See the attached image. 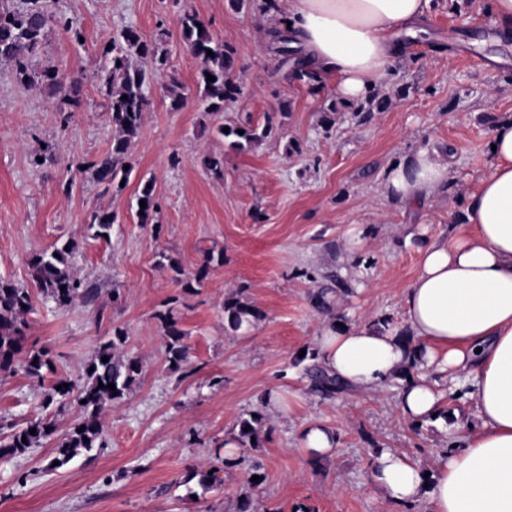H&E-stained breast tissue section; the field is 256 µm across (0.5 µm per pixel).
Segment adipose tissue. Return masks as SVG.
I'll return each mask as SVG.
<instances>
[{
  "mask_svg": "<svg viewBox=\"0 0 512 512\" xmlns=\"http://www.w3.org/2000/svg\"><path fill=\"white\" fill-rule=\"evenodd\" d=\"M431 0H287L282 31L314 69L335 76L345 104L368 99L390 74L401 34L419 31ZM489 171L451 238L407 236L419 256L402 319L324 320L321 365L349 388L399 380V406L416 423L440 414L431 371L456 374L476 403L474 425L449 435L432 476L404 454L373 455L367 484L390 500L429 499L431 512H512V118L495 128ZM452 184L448 160L422 149L392 163L381 195L417 206Z\"/></svg>",
  "mask_w": 512,
  "mask_h": 512,
  "instance_id": "ef3b65f1",
  "label": "adipose tissue"
}]
</instances>
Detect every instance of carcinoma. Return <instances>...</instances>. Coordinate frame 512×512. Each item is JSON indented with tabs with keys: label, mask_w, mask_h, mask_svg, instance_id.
<instances>
[{
	"label": "carcinoma",
	"mask_w": 512,
	"mask_h": 512,
	"mask_svg": "<svg viewBox=\"0 0 512 512\" xmlns=\"http://www.w3.org/2000/svg\"><path fill=\"white\" fill-rule=\"evenodd\" d=\"M47 0H29V6L21 11L0 8V62L12 67L15 76L30 87L45 85L63 94L71 105L78 104L79 86L75 80H67L65 74L53 67L35 73L29 69V55L41 50L43 36L50 24L60 26L75 40H80L82 32L66 20L58 19L48 12ZM178 24L182 35L189 45L191 53L199 61L198 82L202 87L203 100L207 103L206 113L221 112L224 104L237 99L241 92V78L238 75L234 50L210 32L200 17L190 11L180 15ZM270 48L280 58L281 65H288L289 56L297 50L289 47L288 38L277 29L270 31ZM212 55H207V51ZM135 55L151 63V68L133 66L129 57ZM103 76L99 86L100 95L105 100L106 111L110 113L112 124L119 130V138L113 140L111 152L86 162L92 180L108 191L120 187L128 179L130 171L124 169L128 148L138 137L144 114L149 106L145 89L150 85L155 72L167 65V51L164 40L144 39L138 31L128 28L121 34V43H112L102 48ZM290 66V65H288ZM290 72L298 75L307 84L316 86L322 82L321 74L311 68L305 60L299 58L290 66ZM215 81L207 80V75ZM127 99H122V96ZM239 127H229L223 132V126L217 132L225 138H233L232 146L243 148L261 142L272 131L267 125L261 129L245 128L237 133ZM137 200L146 201V207L136 208L138 223L150 224L154 220L158 204L155 188L142 184ZM116 215L111 212L95 211L88 223L96 227V234L102 236L115 223ZM72 247L65 244L51 252H43L30 261V278L38 291L57 307L70 306L82 299L86 302L94 297V289L77 281L68 269L67 256ZM33 307V294L27 288H20L0 281V373L11 370L21 364L27 375L36 378L54 370V362L44 349L23 350V324L20 317ZM224 316L229 326L236 330L244 318H257V311L235 298L224 300ZM168 353L169 368L178 371L188 357V347L183 344L184 332L177 327L172 309L157 314ZM126 331L120 327L112 329V336L101 343L88 360L82 381H57L61 389L51 388L44 404L49 407H64L71 403L80 405L82 417L58 442L53 460L64 466L83 451L101 447L103 433L100 416L102 412L116 402L122 401L140 380L143 372L142 362L137 357L119 354L120 346L126 342ZM108 361H102V357ZM315 389L327 395L343 391L341 382L333 375L324 373L316 364L306 367ZM112 384L115 389L107 388ZM261 415L256 414L249 420L240 422L239 442L258 438V424ZM35 429L36 434L29 433ZM54 431V423L48 419L26 422L22 428L14 430L8 441H0V459L21 455L29 449L39 446Z\"/></svg>",
	"instance_id": "obj_1"
}]
</instances>
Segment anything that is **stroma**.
Returning <instances> with one entry per match:
<instances>
[{"label":"stroma","instance_id":"35a3bbf8","mask_svg":"<svg viewBox=\"0 0 512 512\" xmlns=\"http://www.w3.org/2000/svg\"><path fill=\"white\" fill-rule=\"evenodd\" d=\"M490 4L433 0L423 33L405 38L377 90L390 104L373 112L365 101L344 104L333 79L314 90L287 76L268 48L282 14L262 10V0L236 7L231 0H55L54 10L83 39L49 26L29 65L38 72L54 65L78 80L80 103L60 126V97L27 88L0 65V280L31 287L30 259L69 241V270L96 297L58 308L38 294L23 317L24 347L49 350L55 368L41 379L21 369L0 375V438L41 417L54 422L55 435L0 459V512H235L254 460L267 474L255 494L257 512L302 505L310 512H429L427 502L406 507L370 491L368 464L376 449L392 448L434 472L447 433L430 421L406 422L393 384L367 395L315 391L298 357L314 349L324 318L313 305L318 292L330 291L333 311L359 320L400 315L401 292L419 266L403 246L406 235L445 239L461 225L468 195L490 169L494 127L512 117V37L498 41ZM187 10L235 51L241 93L217 114L205 112L198 62L178 27ZM128 27L148 40L164 37L168 64L146 91L150 105L128 149L132 171L122 188L106 191L75 165L112 148L115 130L98 92L99 50ZM494 54L502 62H491ZM175 82L186 96L178 110L167 92ZM330 108L336 124L325 130L318 118ZM221 124L268 125L272 133L240 151L216 133ZM46 144L53 158L32 165ZM420 149L446 152L456 175L449 191L415 208L382 198L385 169ZM213 156L223 158L222 173L206 168ZM148 180L160 205L154 225L135 217ZM94 211L116 215L108 238L88 227ZM359 224L367 228L361 254L370 268L363 280L349 271V231ZM208 251L222 263L204 265ZM173 259L180 271L170 267ZM186 280L194 284L188 292ZM229 297L259 311L250 335L229 330ZM169 301L189 349L176 372L157 319ZM117 326L127 332L123 353L142 361L141 378L104 411L103 447L48 469L58 437L81 410L45 406L44 397L57 380L80 381ZM274 390L301 399L275 415L265 404ZM254 414L262 417L257 445H243L239 464L225 467V440ZM314 421L338 431L333 456L302 452L300 433ZM208 470L217 471L219 485L201 483Z\"/></svg>","mask_w":512,"mask_h":512}]
</instances>
